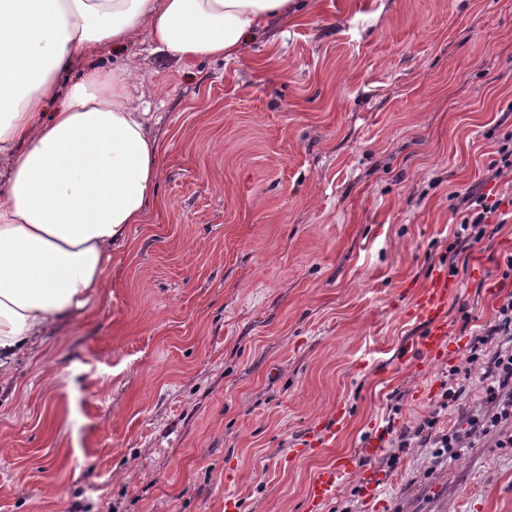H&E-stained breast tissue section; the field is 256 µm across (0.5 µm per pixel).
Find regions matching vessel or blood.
I'll use <instances>...</instances> for the list:
<instances>
[{
	"mask_svg": "<svg viewBox=\"0 0 512 512\" xmlns=\"http://www.w3.org/2000/svg\"><path fill=\"white\" fill-rule=\"evenodd\" d=\"M454 285L448 279L447 265L434 268L426 287L421 290L406 308L408 318L426 326V332L418 341L407 344L406 354L415 366L445 362L448 356V325L443 315L448 307V297ZM358 459L344 458L320 468L313 475L306 493L308 512H318L326 498L335 491L343 477L358 466Z\"/></svg>",
	"mask_w": 512,
	"mask_h": 512,
	"instance_id": "b4317fda",
	"label": "vessel or blood"
}]
</instances>
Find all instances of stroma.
<instances>
[{"label": "stroma", "mask_w": 512, "mask_h": 512, "mask_svg": "<svg viewBox=\"0 0 512 512\" xmlns=\"http://www.w3.org/2000/svg\"><path fill=\"white\" fill-rule=\"evenodd\" d=\"M90 61L137 72L159 205L106 296L0 383V512H306L313 474L374 436L383 452L320 512H512V421L469 425L497 410L473 341L512 292V173L491 168L512 0H317L231 61L187 64L143 32ZM471 193L508 220L459 256L448 361L415 367L404 310ZM335 410L326 447L295 456ZM451 433L470 437L457 465L436 446Z\"/></svg>", "instance_id": "1"}]
</instances>
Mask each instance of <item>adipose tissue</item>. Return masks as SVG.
Segmentation results:
<instances>
[{
  "label": "adipose tissue",
  "mask_w": 512,
  "mask_h": 512,
  "mask_svg": "<svg viewBox=\"0 0 512 512\" xmlns=\"http://www.w3.org/2000/svg\"><path fill=\"white\" fill-rule=\"evenodd\" d=\"M295 0H0V376L74 310L156 198L161 149L128 65L86 57L145 32L184 62L235 56ZM83 75L59 81L77 62ZM58 100L55 111H45Z\"/></svg>",
  "instance_id": "ef3b65f1"
}]
</instances>
